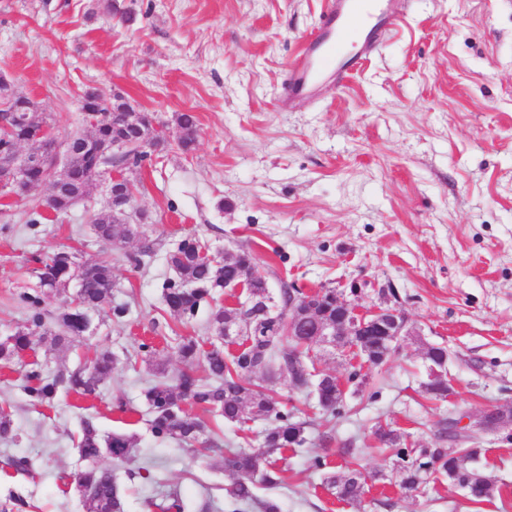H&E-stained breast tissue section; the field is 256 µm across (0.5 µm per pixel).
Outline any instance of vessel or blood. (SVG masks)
<instances>
[{"instance_id":"vessel-or-blood-1","label":"vessel or blood","mask_w":512,"mask_h":512,"mask_svg":"<svg viewBox=\"0 0 512 512\" xmlns=\"http://www.w3.org/2000/svg\"><path fill=\"white\" fill-rule=\"evenodd\" d=\"M398 19V14L390 10L388 0H328L317 36L288 71L282 102L292 103L320 84L337 53L352 40L357 46L350 63L358 65L360 56L375 50L378 33L391 30Z\"/></svg>"}]
</instances>
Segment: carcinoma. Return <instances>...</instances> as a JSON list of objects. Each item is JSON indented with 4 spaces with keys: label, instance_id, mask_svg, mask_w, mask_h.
<instances>
[{
    "label": "carcinoma",
    "instance_id": "cac0c4a2",
    "mask_svg": "<svg viewBox=\"0 0 512 512\" xmlns=\"http://www.w3.org/2000/svg\"><path fill=\"white\" fill-rule=\"evenodd\" d=\"M116 103L103 108L102 117L88 135L91 141L112 138V109L122 108ZM179 128V146L190 152L197 139L196 117L183 112L176 117ZM36 128L31 124L13 126V131L3 133L0 149L12 148L16 140H28L35 136ZM98 169V158L91 151L75 156L70 161L67 179L56 189L49 203L50 211L63 214L71 207L76 194L86 191L89 181ZM96 238L111 246L120 247L136 234L129 224H117L112 215L101 211L93 220ZM201 239L195 235L179 241L169 250L167 263L173 272L162 285V301L167 309L181 318H194L201 306H210V328L218 337L224 335V322L250 317L252 308L226 309L215 303L224 294V280L237 275L252 262L251 254L244 250L234 251L230 260L215 263L205 262L199 255ZM34 276L38 282L37 294L24 297L28 306L29 326L5 338H0V361L10 362L27 350L35 348L34 337L44 336V313L41 303L51 294L61 297L63 311L59 323L66 336L75 341L87 331L92 315L109 307L113 320L120 322L126 314V306L112 298L116 283L112 277V265L107 261L82 258L71 251H57L35 259ZM76 288L68 296L69 288ZM300 295L293 288H282L279 294L270 295L272 305L282 312ZM346 294L336 288H321L315 304L326 321L336 320V297ZM298 334L287 337L288 346L280 345V337L273 335L272 322L253 328L250 336L252 346L239 356L224 353L219 346L203 351L193 337H183L177 344L179 357L188 369L204 360L206 376L182 372L172 381L155 383L144 391V399L154 413L152 432L157 437L181 443L199 442L206 425L194 417L181 404L190 401L206 411L214 410L228 423H244L249 416H261L272 421V426L263 434L264 447L250 452L238 447L224 453V474L231 478L228 493L240 505L255 506L260 512H280L274 501L258 500L255 489L259 485L272 486L279 476L275 455L303 446L310 422L300 420L296 414H308L317 406L331 418H341L350 412L346 394L336 384V376L320 375L316 388V403L306 400L303 407L288 410L280 405L276 389L281 379L288 380L294 389L304 390V385L313 381L315 361L311 356L314 324L301 318L296 323ZM358 340L364 350V360L382 359L388 356L387 339L383 336H360ZM425 358L436 365L448 363V348L442 344H429ZM117 362L111 351L102 350L89 362L53 377L43 376L41 370L33 369L27 374L25 387L36 404H49L59 389L88 398L97 394L100 386L112 376ZM349 393L363 395L367 379L359 370H353L346 379ZM380 448L387 453L397 470L399 486L407 492H416L429 480L443 481L467 491L468 500L479 504L493 495L494 487L487 477L472 468V462L484 452L481 437L463 434L453 426L442 425L435 437L439 442L455 445L453 451L446 448H428L423 444L407 441V436L396 429L379 428L376 431ZM134 448V437L125 433L103 435L93 421L85 418L80 424V435L76 449L85 467L76 481L95 490V497L83 500L85 512H125L124 491L114 476V468L121 467L130 459ZM112 459V467L98 466L101 458ZM323 483L336 491V497L344 502H354L365 493L366 479L363 472L353 468L343 477L332 473L324 475ZM143 512H188L184 500L178 495L163 498L145 495L141 499Z\"/></svg>",
    "mask_w": 512,
    "mask_h": 512
}]
</instances>
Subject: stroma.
<instances>
[{
	"label": "stroma",
	"instance_id": "1",
	"mask_svg": "<svg viewBox=\"0 0 512 512\" xmlns=\"http://www.w3.org/2000/svg\"><path fill=\"white\" fill-rule=\"evenodd\" d=\"M327 0H0V76L30 97L59 137L89 129L78 110L86 90L122 94L138 110L173 124L191 112L194 150L176 145L141 171L137 199L155 244L144 265L97 243L90 220L104 197L36 227L29 205L0 206V336L27 327L22 301L36 279L30 257L67 249L109 261L123 322L96 313L80 342H38L53 376L111 350L118 364L97 396L58 392L33 404L23 389L28 358L0 363V407L14 435L0 439V501L23 497L26 512H84L71 480L79 467L80 419L101 434L134 435V464L148 477L115 471L125 512L140 499L179 493L210 512H233L224 474L236 426L190 407L206 424L211 451L156 437L142 392L183 368L179 337L212 339L208 308L185 320L162 302L171 272L166 253L188 235L211 247L250 251L272 292L294 284L350 291L362 308L399 305L411 333L368 375L375 401L337 419L324 438L316 414L309 441L279 462L282 482L258 497L281 512H503L512 506V442L482 439L478 468L493 497L474 505L451 484L408 493L376 438L392 427L430 444L448 415L474 416L512 397V0H400L403 20L355 71L335 75L283 106L281 86L301 44L314 34ZM448 348L454 394L431 400L423 384L427 345ZM125 403L127 413L117 410ZM352 444L354 457L341 453ZM369 475L361 504L339 501L311 469ZM23 458L25 470L12 460ZM326 470V471H327Z\"/></svg>",
	"mask_w": 512,
	"mask_h": 512
}]
</instances>
